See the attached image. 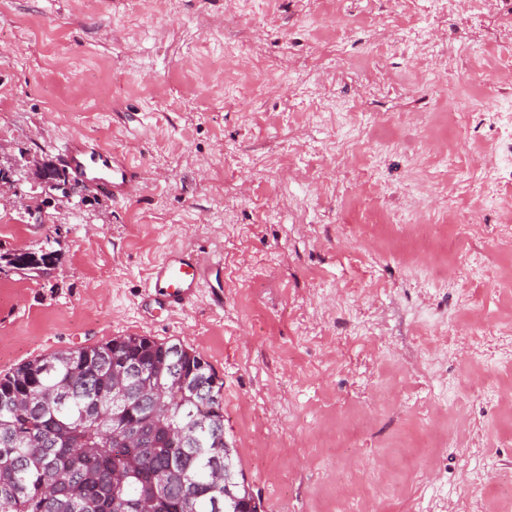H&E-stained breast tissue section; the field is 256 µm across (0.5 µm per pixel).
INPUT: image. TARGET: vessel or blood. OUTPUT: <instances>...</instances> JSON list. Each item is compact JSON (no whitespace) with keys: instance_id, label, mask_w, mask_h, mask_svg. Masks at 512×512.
I'll return each mask as SVG.
<instances>
[{"instance_id":"b4317fda","label":"vessel or blood","mask_w":512,"mask_h":512,"mask_svg":"<svg viewBox=\"0 0 512 512\" xmlns=\"http://www.w3.org/2000/svg\"><path fill=\"white\" fill-rule=\"evenodd\" d=\"M64 157L79 178L113 196L129 195L138 180L125 157L103 149L91 139L68 142ZM210 268L207 257L172 251L154 266L150 286L162 290L168 307L181 306L197 294Z\"/></svg>"}]
</instances>
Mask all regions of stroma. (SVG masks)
Here are the masks:
<instances>
[{
    "label": "stroma",
    "mask_w": 512,
    "mask_h": 512,
    "mask_svg": "<svg viewBox=\"0 0 512 512\" xmlns=\"http://www.w3.org/2000/svg\"><path fill=\"white\" fill-rule=\"evenodd\" d=\"M501 56L512 0H0V164L26 190L88 136L142 175L0 195V255L56 256L0 272V376L178 340L263 512H512V342L427 341L512 324ZM171 249L220 267L180 311L148 290ZM30 180L34 188H41L42 193L57 197L56 193L61 194V198L66 201H72V198L77 193V186L70 182L68 177L67 181L59 182L50 175L49 167L46 161L39 159L33 160L30 165Z\"/></svg>",
    "instance_id": "1"
}]
</instances>
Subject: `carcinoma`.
I'll list each match as a JSON object with an SVG mask.
<instances>
[{"mask_svg":"<svg viewBox=\"0 0 512 512\" xmlns=\"http://www.w3.org/2000/svg\"><path fill=\"white\" fill-rule=\"evenodd\" d=\"M175 350L202 396L190 402L164 386L163 413L151 425L152 384L131 387L112 405V360L160 361ZM223 383L180 342L117 336L54 352L0 378V512H224L229 465L239 512H255L224 443ZM143 435L136 448L130 432Z\"/></svg>","mask_w":512,"mask_h":512,"instance_id":"cac0c4a2","label":"carcinoma"}]
</instances>
